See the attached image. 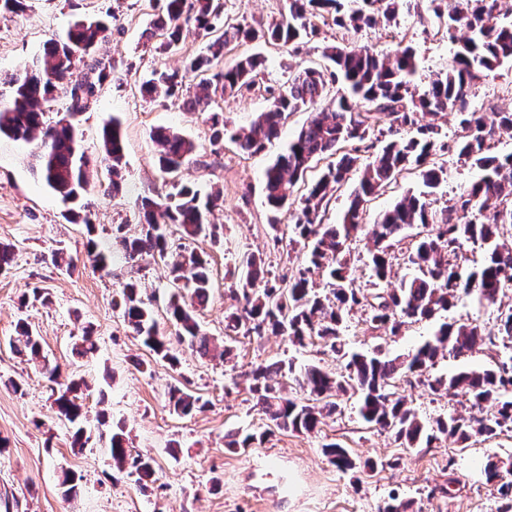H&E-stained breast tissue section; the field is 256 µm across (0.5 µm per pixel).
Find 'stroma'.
<instances>
[{
	"mask_svg": "<svg viewBox=\"0 0 512 512\" xmlns=\"http://www.w3.org/2000/svg\"><path fill=\"white\" fill-rule=\"evenodd\" d=\"M167 0H24L22 9L0 13V75L23 69L40 56L50 38L75 21L109 16L110 25L98 53L112 63L110 76L98 87L88 109L79 117L81 146L94 168L90 186L76 204L49 190L36 172V142L0 135V243L14 248L8 270L0 271V512H380L390 498L409 503L408 512H502L506 501L499 481L488 480V458L512 459V428L486 438L473 436L466 444L440 439L428 447L403 448L386 431L368 427L357 415V397L339 400L335 414L322 418L315 432L274 433L264 444L234 453L224 446L226 434L253 431L266 420L248 392L253 366L276 361L296 368L318 365L332 372L343 360L320 340L306 346L283 336H239L224 330V313L235 307L230 293L236 281L229 270L248 253L263 255L273 276L293 274L302 258L288 240H274L271 212L265 201L264 171L283 152L308 119L307 112L289 115L281 135L256 155L225 143L212 154L209 125L203 112H189L184 95L196 92V80L185 82V93L148 98L141 82L152 72L182 69L186 60L206 53L209 36L186 27L176 48L161 51V33L154 21L164 14ZM226 22L260 27L287 13V0H223ZM353 42L383 51L411 47L418 59L416 80L427 84L452 61L454 44L444 23L432 11L415 15L400 8L393 19L354 32L334 24H318L314 36L297 48L259 42H230L225 63L259 52L265 59L262 80L224 98L220 106L230 127L248 126L270 104L268 87L282 83L288 71L323 64L330 45ZM471 110L496 107L512 110V67L477 81L469 98ZM119 118L125 135L124 180L113 191L103 160L101 130ZM170 126L193 140L197 152L179 174L180 181L202 191L219 187L223 196L212 220L222 227L220 242L201 237L188 249L206 253L213 271V288L197 319L208 335L232 348L230 359L204 357L187 345L175 348L177 365H169L146 348L124 322L113 302L123 284L137 277L166 334L174 327L165 313L173 289L168 268L150 258L132 263L115 241L118 225L136 227L142 198L158 199L170 190L160 172L158 147L151 132ZM448 181L437 189L433 209L461 193L481 176L456 155H443ZM417 173L405 174L378 192L364 215L373 225L407 192L420 191ZM110 250L106 269L96 268L88 243ZM63 250L73 267L52 264L51 254ZM46 301L34 299V292ZM26 321L42 345L41 358L29 361L13 352L9 341L18 321ZM96 341L93 354L81 357L72 348L84 329ZM434 325L406 323L400 335L370 328L361 310L345 318L341 339L349 351H382L392 356L413 350L429 339ZM512 358V348L482 345L468 355L438 360L430 376H450L466 368H488ZM59 370L50 381L46 367ZM84 378L83 402L88 419L106 411L109 427L122 428L129 448L154 458L158 480L141 487L135 476L118 470L107 439L91 437L82 451L71 449V435L53 409L55 383L71 376ZM398 391L426 424L451 415H469L464 398L433 395L418 381L399 378ZM179 386L200 395L207 408L191 416L172 413L168 390ZM336 442L355 461L352 471L339 469L324 454V444ZM375 470L365 469L366 460ZM79 478L76 497L65 494L62 470Z\"/></svg>",
	"mask_w": 512,
	"mask_h": 512,
	"instance_id": "stroma-1",
	"label": "stroma"
}]
</instances>
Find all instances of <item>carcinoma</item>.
<instances>
[{
    "label": "carcinoma",
    "mask_w": 512,
    "mask_h": 512,
    "mask_svg": "<svg viewBox=\"0 0 512 512\" xmlns=\"http://www.w3.org/2000/svg\"><path fill=\"white\" fill-rule=\"evenodd\" d=\"M402 0H362L363 6L344 11L343 0H288V13L281 19L256 29L250 25L223 24L224 31L208 45L207 53L189 60L184 73L156 71L141 85V93L153 98L172 96L183 89L190 73H200L203 95L185 101L187 109L208 112L210 145L216 153L224 139L235 143L244 154L252 155L277 139L288 113L312 110L286 151L269 165L264 185L269 206L276 212L291 205L294 193L305 187L293 213L291 242L302 246L303 264L294 275L272 284L265 259L249 254L242 264L239 283L244 305L224 316L225 328L244 336L266 334L286 336L303 346L313 336L323 339L330 351L345 362L337 374L317 365L295 373L293 363H260L251 371L248 387L256 406L267 420L266 428L244 436H225L227 449L237 450L260 445L275 431L311 433L323 414L336 412V398L353 390L359 394L358 415L369 426L393 432L404 448L420 443L431 445L442 436L461 442L472 435L488 438L504 427H512V364L502 362L495 368L462 370L449 378L426 377L439 357L467 355L477 344L496 345L499 339H512V306L502 312L496 330L486 331L477 323H442L433 335L405 357L390 358L382 352L348 353L341 343L345 316L356 307H366V322L373 329L397 335L410 320H429L452 306L458 293L475 294L479 301L497 303L504 290L512 287V154L494 152L495 142L512 135V112H475L468 97L475 83L505 64H512V20H507L501 0H429L433 12L446 19L448 38L457 44L449 68L436 75L423 89L414 82L418 69L410 47L382 54L359 45L327 46L323 58L327 65L305 67L289 76L278 88H268L269 107L258 114L247 128L228 129L221 110L210 105L244 87L255 84L264 59L259 54L243 56L229 65H221L224 46L232 40L286 47L315 33L312 19L330 15L336 25L355 31L375 23V15L395 16ZM223 4L219 0H168L166 15L154 22L166 31L165 47L177 46L183 37V22H193L196 30L209 35L217 30ZM108 30L106 22L88 19L76 22L66 35L49 40L42 61L23 71L0 79L8 86V100L0 102V135L30 141L41 135L36 165L46 185L63 201H73L90 186V160L81 150L77 117L86 111L97 84L106 77V62L96 47ZM86 70L85 79L72 84L68 77L75 64ZM342 82L344 91L328 108L314 107L324 98L330 82ZM67 97L64 121L50 125L43 106L54 100L58 91ZM363 102L366 109L358 108ZM454 112L464 135L449 144L440 140L435 119ZM432 122L422 125L418 115ZM159 146L158 164L165 174H175L186 160L196 154V144L166 127L153 131ZM384 145L365 164L357 187L342 219L326 223L330 198L327 189L341 188L350 179L358 157L355 153ZM104 160L111 163L112 189L119 188L124 159L121 123L118 119L102 128ZM454 152L482 171V177L453 198L436 213L429 196L447 182L448 173L439 156ZM328 163L322 175L306 182V173L315 160ZM415 170L423 190L403 196L391 210L364 233L361 224L365 204L374 194L405 171ZM172 191L162 200L145 197L141 201V229L136 235H123L119 243L125 256L136 261L148 254L170 266L173 283L186 281L190 303L181 295H171L167 313L176 326L179 341L201 355L217 349L204 333L195 311L210 298L212 270L202 254L175 250L168 228L181 238H195L205 228L217 235L218 226L210 216L219 194H201L187 184L171 182ZM422 226L427 232L407 254V263L415 274L397 288H384L390 278L391 252L408 238L407 231ZM363 243L369 254L372 291L357 285L349 273L351 245ZM485 249L483 265L468 271L461 265L466 245ZM318 269L325 281L318 283L311 273ZM114 305L122 310L124 322L156 356L176 362L171 340L162 332L151 304L144 301L138 282L123 285ZM17 339L12 346L30 359L41 354L39 337L24 321L17 324ZM426 380L434 393L463 397L471 407L489 408L486 415L450 416L426 426L399 396L397 374ZM293 377L297 385L314 397L313 406L300 404L280 393V380ZM81 378L73 379L57 392L55 414L72 429L71 445L84 448L89 440L84 427L85 413L79 392ZM169 406L179 416L202 411L203 399L181 387L168 392ZM112 461L120 470L136 476L146 487L156 482L154 460L134 455L125 446L123 432L109 436ZM324 454L344 470L355 469L346 449L337 443L323 447Z\"/></svg>",
    "instance_id": "carcinoma-1"
}]
</instances>
